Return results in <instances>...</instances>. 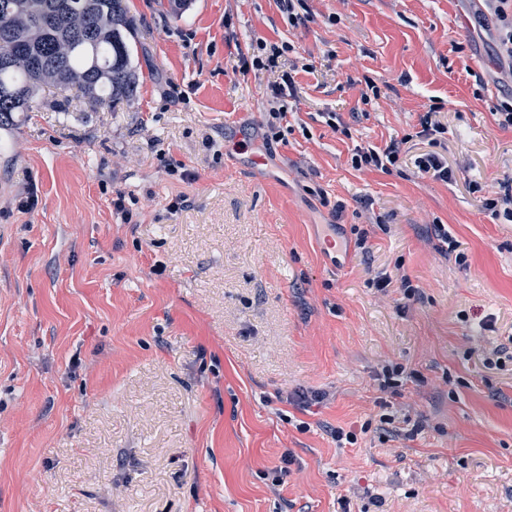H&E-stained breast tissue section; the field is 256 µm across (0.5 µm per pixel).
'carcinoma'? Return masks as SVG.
<instances>
[{
  "label": "carcinoma",
  "mask_w": 512,
  "mask_h": 512,
  "mask_svg": "<svg viewBox=\"0 0 512 512\" xmlns=\"http://www.w3.org/2000/svg\"><path fill=\"white\" fill-rule=\"evenodd\" d=\"M126 0H0V129L39 106L45 86L98 107L131 100L139 72Z\"/></svg>",
  "instance_id": "obj_1"
}]
</instances>
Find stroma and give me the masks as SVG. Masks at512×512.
<instances>
[{
    "label": "stroma",
    "mask_w": 512,
    "mask_h": 512,
    "mask_svg": "<svg viewBox=\"0 0 512 512\" xmlns=\"http://www.w3.org/2000/svg\"><path fill=\"white\" fill-rule=\"evenodd\" d=\"M305 2L293 27L277 0L177 14L128 0L135 97L96 108L71 91L60 112L45 92L15 114L0 148V512H512V363L485 364L512 344V223L480 204L512 179L499 24L480 0ZM259 40L291 44L278 70L242 71ZM284 71L292 130L269 145ZM430 110L454 180L412 159L351 167L355 146L415 133ZM119 193L134 223L113 214ZM179 195L189 206L169 212ZM328 224L343 252L323 249ZM400 270L413 299L375 287ZM386 365L423 377L394 399L414 437L378 424ZM299 391L324 399L302 408ZM281 82L275 84L271 90V97L268 103V109L264 114V122L261 128L264 129V138L269 141L283 140L282 132L283 126L286 125L288 129V108L281 104L287 91L289 96L293 94L295 81L291 72H284L281 75Z\"/></svg>",
    "instance_id": "stroma-1"
}]
</instances>
